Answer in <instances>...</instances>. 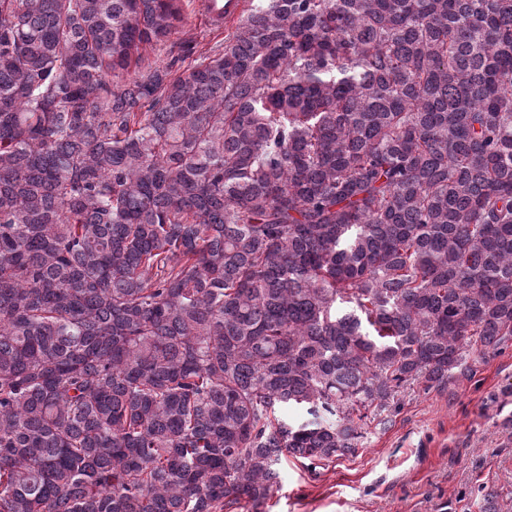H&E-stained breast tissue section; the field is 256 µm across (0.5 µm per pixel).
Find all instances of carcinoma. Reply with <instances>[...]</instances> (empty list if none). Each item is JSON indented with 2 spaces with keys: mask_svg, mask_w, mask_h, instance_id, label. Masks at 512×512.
Listing matches in <instances>:
<instances>
[{
  "mask_svg": "<svg viewBox=\"0 0 512 512\" xmlns=\"http://www.w3.org/2000/svg\"><path fill=\"white\" fill-rule=\"evenodd\" d=\"M182 21L0 0V512H263L512 340V0H256L129 72Z\"/></svg>",
  "mask_w": 512,
  "mask_h": 512,
  "instance_id": "1",
  "label": "carcinoma"
}]
</instances>
